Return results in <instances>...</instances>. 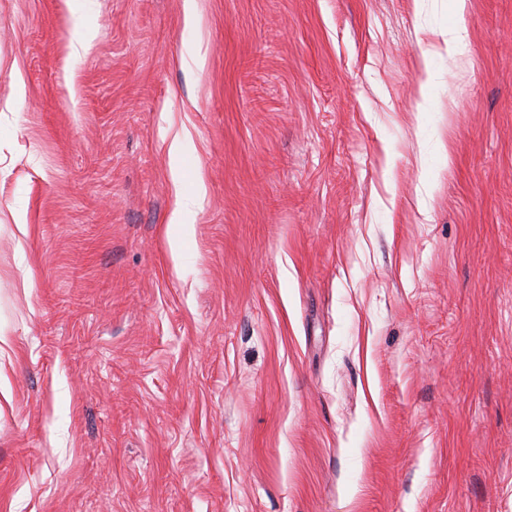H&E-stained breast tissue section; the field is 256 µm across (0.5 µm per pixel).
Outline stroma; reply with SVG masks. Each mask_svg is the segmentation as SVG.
I'll return each instance as SVG.
<instances>
[{
    "instance_id": "obj_1",
    "label": "stroma",
    "mask_w": 512,
    "mask_h": 512,
    "mask_svg": "<svg viewBox=\"0 0 512 512\" xmlns=\"http://www.w3.org/2000/svg\"><path fill=\"white\" fill-rule=\"evenodd\" d=\"M0 512H512V0H0Z\"/></svg>"
}]
</instances>
